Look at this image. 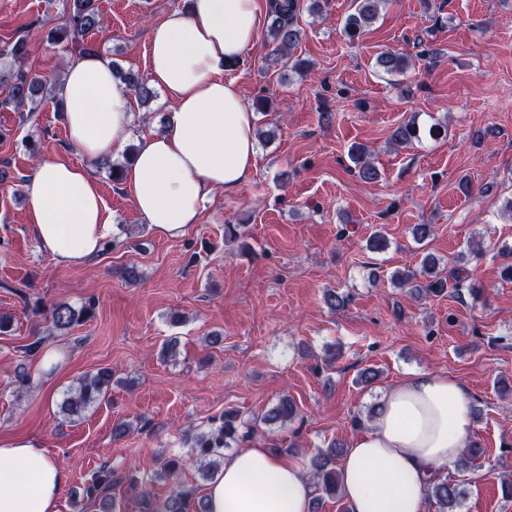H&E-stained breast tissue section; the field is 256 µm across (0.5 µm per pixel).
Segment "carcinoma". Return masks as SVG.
Wrapping results in <instances>:
<instances>
[{"label":"carcinoma","mask_w":512,"mask_h":512,"mask_svg":"<svg viewBox=\"0 0 512 512\" xmlns=\"http://www.w3.org/2000/svg\"><path fill=\"white\" fill-rule=\"evenodd\" d=\"M383 2L384 0H356L355 11L346 19L344 36L352 42L358 39L364 29L377 18ZM300 7L301 0H269L265 36L282 59L291 60V54L304 36L303 29L296 23ZM101 29L103 24L97 0H72L63 22L51 31L50 40L59 46L62 52L78 57L95 50L93 44L84 41V36ZM27 54L28 42L24 38L0 47V57L20 59ZM376 66L390 75H404L411 69V57L403 52L384 51L376 58ZM112 70L129 82L140 101L147 102L156 97L155 90L147 81L123 71L116 63L112 64ZM3 83L7 89V96L3 100L5 104L34 112L40 99L44 97L53 100L57 111H62L54 82L48 83L19 69L9 73L3 79ZM424 134L436 138L441 131L436 124L423 127L418 116L414 114L395 128L391 140L396 145H408L422 139ZM348 155L363 181L373 182L379 179L380 172L371 161L372 153L369 148L362 144H354L350 146ZM392 281L399 288L410 289V294L416 297L439 296L447 293L450 287L459 295L466 293L475 299L479 293L469 275L462 274L459 268L452 270L449 275L444 274L437 266L435 258L429 254L424 256L420 266L396 271ZM94 308L95 302L92 300L79 309L66 302H59L43 310L42 315L52 328L65 333L74 325L90 318ZM112 378V369L107 367L81 378L63 399L60 406L62 414L70 419L80 417L95 404L105 400L112 391ZM298 416L296 401L282 397L264 413L262 420L269 425H286L295 421ZM246 439L247 434L241 432V424L238 423L237 411L226 409L219 416L210 419L207 430L186 434L184 444L190 448L191 456L203 463L202 477L205 478L222 468L224 449ZM342 452L343 445L333 441L327 449L318 451L312 457L311 478L317 491L316 501H321L325 496L342 498L336 467V458ZM182 466L183 461L179 457L162 458L159 460V474L175 477ZM111 483L112 471L103 467L99 470V475L84 488V496L88 500H100L105 512H114L116 503L103 497L106 487ZM463 495L461 482L451 475L439 478L426 487L427 499L436 506V512H456ZM193 506L197 512H206L205 501L201 498L195 499L194 489L179 483L162 502L152 508H146V512H190Z\"/></svg>","instance_id":"obj_1"}]
</instances>
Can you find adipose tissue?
I'll return each mask as SVG.
<instances>
[{"instance_id":"1","label":"adipose tissue","mask_w":512,"mask_h":512,"mask_svg":"<svg viewBox=\"0 0 512 512\" xmlns=\"http://www.w3.org/2000/svg\"><path fill=\"white\" fill-rule=\"evenodd\" d=\"M260 26L258 0H187L150 30L148 82L169 107L162 131L132 135L133 94L108 61H71L57 86L72 148L91 160L136 139L120 185L146 224L176 238L198 223L210 195L236 192L256 171V115L227 70ZM24 191L32 234L62 267L81 266L112 238L91 168L60 155L39 162ZM369 430L344 454L348 512H426V485L445 476L469 441L471 400L458 380L419 372L387 389ZM303 456L247 443L224 459L204 495L207 512H312ZM68 479L42 443L0 441V512H58Z\"/></svg>"}]
</instances>
